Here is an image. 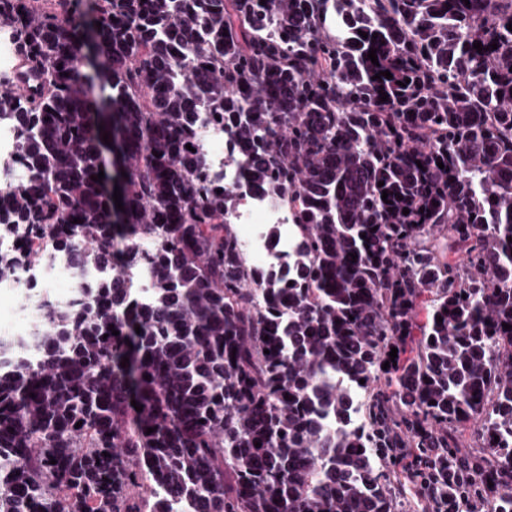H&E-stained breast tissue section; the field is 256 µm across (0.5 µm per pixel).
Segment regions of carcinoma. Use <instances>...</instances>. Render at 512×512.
<instances>
[{
  "label": "carcinoma",
  "instance_id": "carcinoma-1",
  "mask_svg": "<svg viewBox=\"0 0 512 512\" xmlns=\"http://www.w3.org/2000/svg\"><path fill=\"white\" fill-rule=\"evenodd\" d=\"M358 2L0 0L36 88L0 90L30 168L0 227L110 272L0 336V512H396L399 449L446 491L474 423L461 505L512 512V0ZM203 111L294 212L287 272L248 264L186 148ZM106 133L122 211L92 180ZM357 391L362 425L325 426ZM123 279L138 301L148 299L151 293L152 279L147 267L143 265L127 267L123 270Z\"/></svg>",
  "mask_w": 512,
  "mask_h": 512
}]
</instances>
